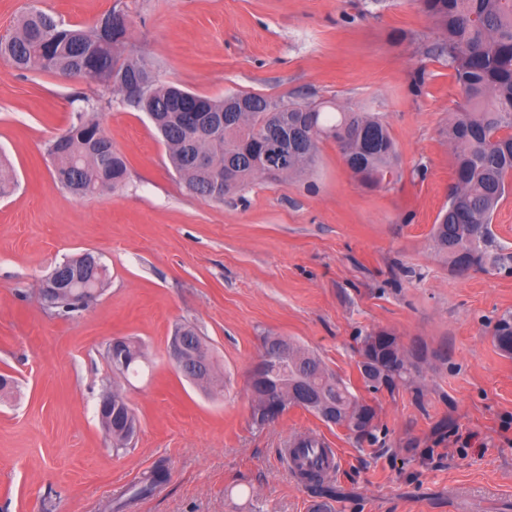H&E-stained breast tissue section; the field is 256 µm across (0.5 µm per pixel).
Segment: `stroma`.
I'll list each match as a JSON object with an SVG mask.
<instances>
[{
  "label": "stroma",
  "mask_w": 512,
  "mask_h": 512,
  "mask_svg": "<svg viewBox=\"0 0 512 512\" xmlns=\"http://www.w3.org/2000/svg\"><path fill=\"white\" fill-rule=\"evenodd\" d=\"M32 9L84 27L125 13L129 50L199 95L372 113L398 160L368 187L325 140L305 175L206 200L148 116L100 81L0 58V156L15 181L0 197V374L17 382L0 399V512H512V357L492 337L512 312V272L460 275L433 246L454 181L442 131L460 94L419 0H0V36ZM88 97L128 175L80 198L55 181L48 147ZM87 251L107 265L108 288L72 317L44 309V276ZM183 323L208 341L223 390L168 360ZM379 330L417 370L373 393L357 349ZM115 336L141 346L138 375L113 378L103 352ZM267 336L313 350L374 406L377 441L299 408L254 425L249 372ZM112 378L139 419L125 451L97 417ZM303 434L342 460L327 492L283 464L281 448ZM158 468L165 481L135 495Z\"/></svg>",
  "instance_id": "1"
}]
</instances>
